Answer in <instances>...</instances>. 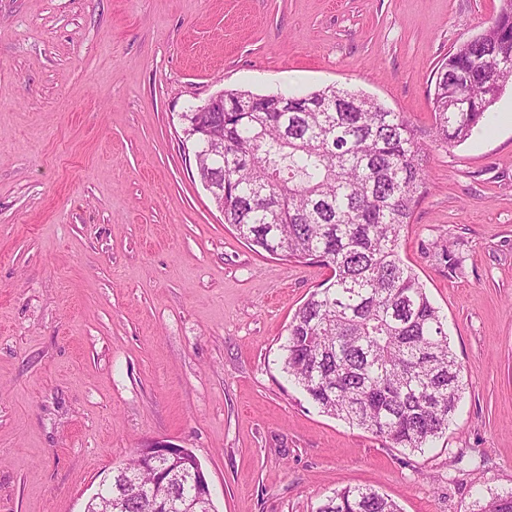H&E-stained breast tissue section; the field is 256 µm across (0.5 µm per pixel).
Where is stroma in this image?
Listing matches in <instances>:
<instances>
[{
  "instance_id": "stroma-1",
  "label": "stroma",
  "mask_w": 512,
  "mask_h": 512,
  "mask_svg": "<svg viewBox=\"0 0 512 512\" xmlns=\"http://www.w3.org/2000/svg\"><path fill=\"white\" fill-rule=\"evenodd\" d=\"M500 0H0V512H84L137 448L189 449L216 512H400L512 490V87L433 141L436 72ZM361 92L428 148L401 253L465 389L411 452L321 413L282 370L329 271L225 224L183 112L225 90ZM317 512H400V509L375 490L345 487L328 496Z\"/></svg>"
}]
</instances>
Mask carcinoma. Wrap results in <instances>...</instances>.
<instances>
[{
	"instance_id": "carcinoma-1",
	"label": "carcinoma",
	"mask_w": 512,
	"mask_h": 512,
	"mask_svg": "<svg viewBox=\"0 0 512 512\" xmlns=\"http://www.w3.org/2000/svg\"><path fill=\"white\" fill-rule=\"evenodd\" d=\"M448 53L433 94L436 141H466L512 81V0ZM472 111H452L457 93ZM224 92V112L183 114L209 127L216 153L196 159L200 180L224 189V223L271 255L320 263L331 274L288 324L283 369L321 412L422 451L442 438L462 398L463 366L443 318L401 256V236L426 192V146L399 112L327 86L290 94ZM201 467L183 451L157 459L137 448L112 469V494L92 512H215ZM317 512H400L370 488L345 487ZM479 512H512V491Z\"/></svg>"
}]
</instances>
